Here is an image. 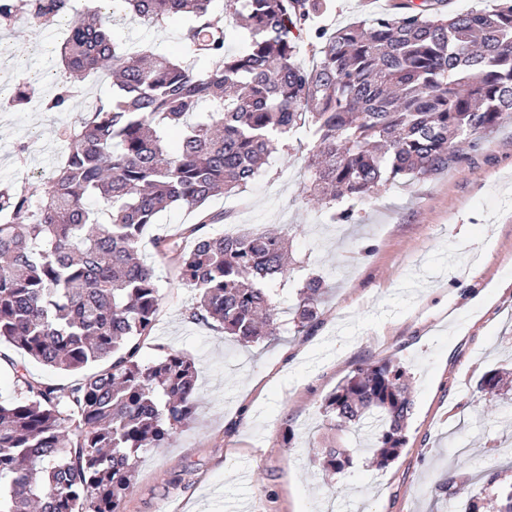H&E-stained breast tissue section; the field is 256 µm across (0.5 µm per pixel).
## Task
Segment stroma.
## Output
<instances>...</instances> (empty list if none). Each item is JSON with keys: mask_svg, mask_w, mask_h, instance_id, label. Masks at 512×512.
Instances as JSON below:
<instances>
[{"mask_svg": "<svg viewBox=\"0 0 512 512\" xmlns=\"http://www.w3.org/2000/svg\"><path fill=\"white\" fill-rule=\"evenodd\" d=\"M378 13L363 0H327L310 23L332 33ZM184 25L119 18L112 31L131 49L177 58ZM5 37L12 67L0 69V88L62 76L63 29L20 21ZM87 117L78 98L66 112L0 111V188L22 178L41 196L66 152V131ZM309 142L297 133L245 189L204 206L225 216L209 233L229 223L288 238L299 267L268 282L284 325L302 280L323 277L329 291L307 332L284 328L245 348L188 321L195 292L179 281L175 254L159 255L152 240L198 215L172 207L150 227L141 254L155 266L160 308L141 357L190 353L201 392L169 445L141 454L121 512H324L333 501L341 512H450L434 500L435 482L451 467L474 475L496 467L489 441L512 439V390L476 393L485 371H512V121L447 168L354 202L353 224L305 203ZM385 361L409 370L414 406L399 456L380 467L352 435L330 428L321 405L356 368ZM335 446L355 447L354 469H320L322 452Z\"/></svg>", "mask_w": 512, "mask_h": 512, "instance_id": "35a3bbf8", "label": "stroma"}]
</instances>
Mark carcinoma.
I'll return each instance as SVG.
<instances>
[{"mask_svg":"<svg viewBox=\"0 0 512 512\" xmlns=\"http://www.w3.org/2000/svg\"><path fill=\"white\" fill-rule=\"evenodd\" d=\"M112 0V15L131 12L148 26L186 19L185 58L135 54L109 22H87L75 0H0V29L23 8L47 28L72 17L59 48L65 74L115 75L112 96L66 133L65 160L50 190L0 189V342L64 372L99 369L66 385L34 377L7 359L21 397L0 401V512H120L130 491L132 458L164 448L194 414L195 360L168 350L145 363L141 350L160 306L152 265L139 257L146 228L178 205L198 210L218 191L245 188L279 145L313 128L306 189L320 205L364 199L383 184L448 167L466 144L512 118V0L452 17L407 6L369 24L326 35L308 27L326 0ZM247 47L225 52L228 19ZM309 39L318 59L296 62ZM208 67L198 71L193 61ZM76 86L65 78L41 102L65 112ZM205 215L186 227L189 250L174 252L178 278L196 291L187 319L246 346L279 331L278 310L262 281L284 275L286 239L242 228L206 234ZM327 285L306 279L292 318L301 334L317 318ZM502 381L491 369L477 389ZM409 374L385 362L355 370L324 403L337 429L369 433L365 447L387 466L405 444L412 409ZM353 464L328 448L323 468ZM498 512H512V483L486 473ZM454 472L435 485L458 496Z\"/></svg>","mask_w":512,"mask_h":512,"instance_id":"obj_1","label":"carcinoma"}]
</instances>
